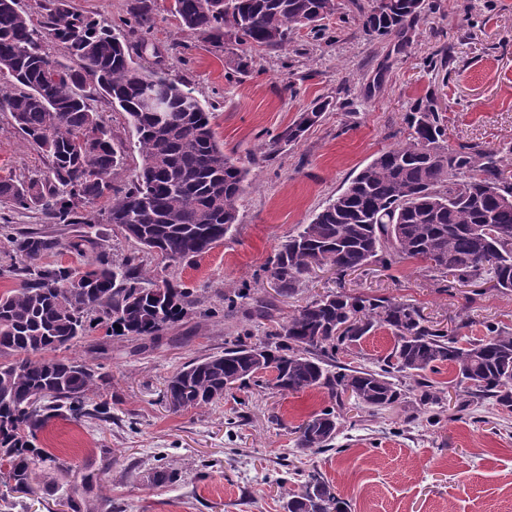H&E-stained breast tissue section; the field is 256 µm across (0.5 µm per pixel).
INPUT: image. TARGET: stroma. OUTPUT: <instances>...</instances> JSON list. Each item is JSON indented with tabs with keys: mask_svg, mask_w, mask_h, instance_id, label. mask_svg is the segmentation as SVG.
<instances>
[{
	"mask_svg": "<svg viewBox=\"0 0 512 512\" xmlns=\"http://www.w3.org/2000/svg\"><path fill=\"white\" fill-rule=\"evenodd\" d=\"M338 2L323 33L295 29L286 49L229 43L218 51L182 28L172 0H155L153 48L133 50V59L187 83L208 106L225 154L251 163L239 220L222 243L191 259L168 266L142 255L145 286L177 281L199 300L158 346L139 349L99 325L61 349L102 375L90 404L106 406L111 417L52 419L36 445L59 464L34 465L29 493L0 490V512H69L70 496L82 512H99L105 498L112 512H285L289 493L312 470L349 512H512V412L464 395L449 364L425 372L428 392L413 390L374 413L350 399L336 404L318 388L280 394L252 384L226 391L219 403L180 411L162 399L165 381L184 363L223 353L225 340L244 332L265 340L275 323L330 291L410 300L471 340L489 323L512 328V292L485 284L445 288L416 259L389 269L372 264L341 280L318 270L296 294L277 293L268 266L279 246L378 153L407 139L408 117L422 100H436L448 145H512V0H424L403 36L385 38L362 27L359 8L368 0ZM317 99L331 103L320 121L263 160L268 140ZM93 108L123 151L113 181L124 186L141 163L127 115L103 98ZM46 173V160L0 112V178ZM46 224L35 207L0 227V293L19 285L9 236ZM56 235L60 244L43 264L86 267L91 253L67 246L78 235L117 263L141 255L109 224L60 226ZM244 284L252 297L273 301L272 319L227 311L225 291ZM394 342L378 327L339 360L374 369ZM332 407L339 413L335 450L298 447L295 427ZM162 471L170 481L159 479ZM91 472L100 481L89 489L84 478Z\"/></svg>",
	"mask_w": 512,
	"mask_h": 512,
	"instance_id": "obj_1",
	"label": "stroma"
}]
</instances>
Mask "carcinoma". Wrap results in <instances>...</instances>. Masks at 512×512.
<instances>
[{"mask_svg": "<svg viewBox=\"0 0 512 512\" xmlns=\"http://www.w3.org/2000/svg\"><path fill=\"white\" fill-rule=\"evenodd\" d=\"M413 2L371 0L360 7L363 28L378 37L401 32L420 16ZM42 9L35 25L20 0H0V112L48 162L41 181L0 180V205L39 207L54 225L111 224L168 262L208 252L237 223L250 168L224 154L211 112L187 84L133 61V48H145L154 27V0H129L125 26L138 36L135 46L68 0H44ZM338 9V0H174L172 11L184 30L222 51L226 37L239 46L284 49L295 28H316ZM48 42L78 67L52 57ZM155 91L161 111L146 104ZM96 94L127 114L142 157L123 188L112 184L122 154L91 107ZM329 106L312 102L265 144L263 158L300 140ZM410 128L405 142L377 155L281 244L269 267L278 294L296 293L316 268L340 280L371 263L390 267L404 259L426 262L441 278L512 291V177L505 169L512 146L448 147L430 99L410 115ZM103 197L110 207L96 216L89 207ZM11 243L26 280L0 294V467L8 466L14 489L25 491L31 465L49 459L35 445L38 433L54 418L90 414L88 400L102 380L88 363L53 352L86 335L90 318L114 325V336L153 340L185 318L197 298L170 280L144 287L137 257L115 264L100 252L79 277L43 266L42 256L58 246L47 229L21 232ZM376 327L395 336L377 369L337 362ZM485 329L483 338L463 343L429 324L414 303L330 292L307 301L264 341L238 335L224 353L185 363L167 380L164 396L181 409L211 405L269 369V389L321 388L339 404L348 393L357 407L378 411L406 396L410 383L424 387L426 370L449 362L470 394L512 410V329ZM295 432L300 448L332 450L335 411L312 415ZM285 508L347 512L348 505L311 471Z\"/></svg>", "mask_w": 512, "mask_h": 512, "instance_id": "1", "label": "carcinoma"}]
</instances>
